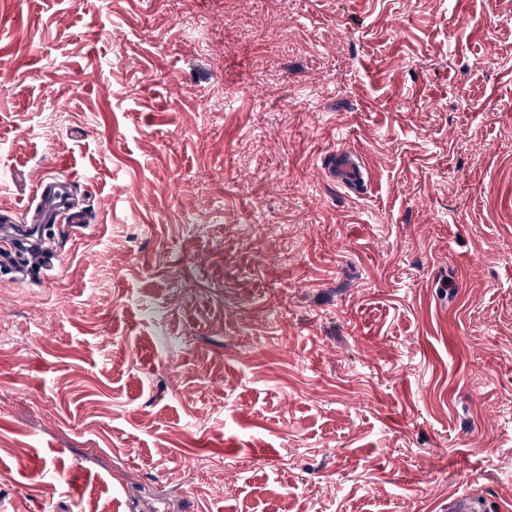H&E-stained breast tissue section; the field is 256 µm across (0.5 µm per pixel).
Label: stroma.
Instances as JSON below:
<instances>
[{
	"mask_svg": "<svg viewBox=\"0 0 512 512\" xmlns=\"http://www.w3.org/2000/svg\"><path fill=\"white\" fill-rule=\"evenodd\" d=\"M41 173L0 512H512V0H0V211ZM348 156L346 152L336 154V157L330 162L329 171L336 182L352 188L360 184L363 180V173L359 165L352 162H343ZM339 161V162H336ZM69 182L52 181L42 178L36 190V204L29 210L27 220L0 213V264L9 261L23 242L41 241L44 224L62 225L63 229L77 233L87 227L88 214L77 206L66 193ZM448 512H484L485 508L479 497L469 492H459L448 497Z\"/></svg>",
	"mask_w": 512,
	"mask_h": 512,
	"instance_id": "obj_1",
	"label": "stroma"
}]
</instances>
